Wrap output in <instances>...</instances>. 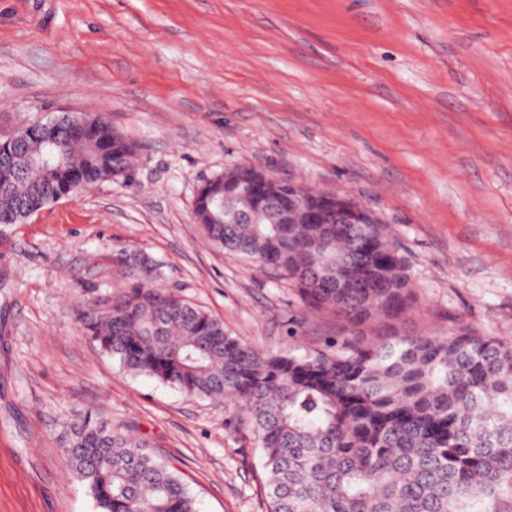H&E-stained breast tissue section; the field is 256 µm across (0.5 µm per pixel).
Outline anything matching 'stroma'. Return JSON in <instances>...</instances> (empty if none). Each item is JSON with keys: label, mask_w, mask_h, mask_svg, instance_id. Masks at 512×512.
Here are the masks:
<instances>
[{"label": "stroma", "mask_w": 512, "mask_h": 512, "mask_svg": "<svg viewBox=\"0 0 512 512\" xmlns=\"http://www.w3.org/2000/svg\"><path fill=\"white\" fill-rule=\"evenodd\" d=\"M65 112L105 116L139 161L0 229V512H97L60 445L89 408L198 512H269L235 403L129 372L81 320L129 290L117 255L144 252L257 350L352 336L203 235L196 193L234 165L383 219L416 294L399 331L512 339V0H0V137Z\"/></svg>", "instance_id": "obj_1"}]
</instances>
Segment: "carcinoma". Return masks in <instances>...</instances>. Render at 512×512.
<instances>
[{
	"label": "carcinoma",
	"mask_w": 512,
	"mask_h": 512,
	"mask_svg": "<svg viewBox=\"0 0 512 512\" xmlns=\"http://www.w3.org/2000/svg\"><path fill=\"white\" fill-rule=\"evenodd\" d=\"M60 147L53 171L35 159ZM136 147L101 115L64 113L20 134L0 156V226L18 224L70 190L132 169ZM235 166L200 190L195 216L229 253L287 278L302 304L359 327L397 320L413 304L405 261L386 225L283 224L281 204L238 196ZM350 200L309 190L308 210ZM131 290L85 316L92 342L121 365L187 396L242 411L261 450L270 512H486L512 484V342L463 328L447 336L396 333L331 339L328 351L264 353L224 322L156 286L158 264L126 260ZM62 453L98 512H197L177 469L100 410L66 423Z\"/></svg>",
	"instance_id": "obj_1"
}]
</instances>
